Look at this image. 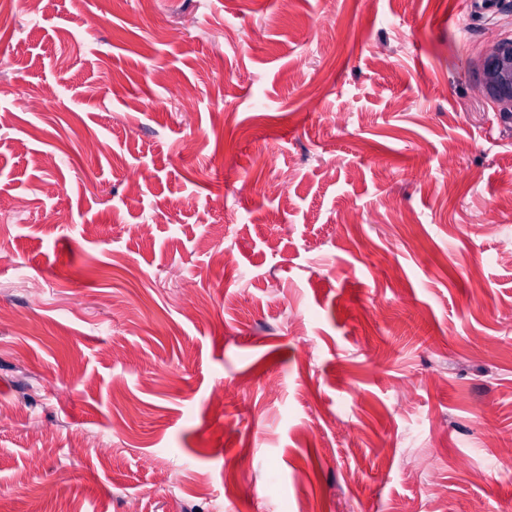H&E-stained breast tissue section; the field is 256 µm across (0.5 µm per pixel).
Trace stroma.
Instances as JSON below:
<instances>
[{
  "mask_svg": "<svg viewBox=\"0 0 512 512\" xmlns=\"http://www.w3.org/2000/svg\"><path fill=\"white\" fill-rule=\"evenodd\" d=\"M495 37L512 0H13L0 512H512Z\"/></svg>",
  "mask_w": 512,
  "mask_h": 512,
  "instance_id": "35a3bbf8",
  "label": "stroma"
}]
</instances>
